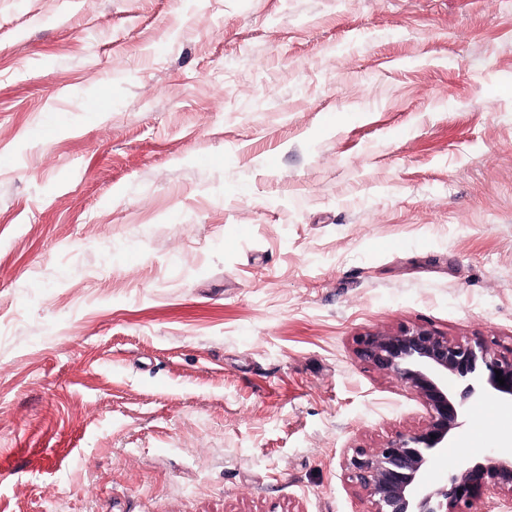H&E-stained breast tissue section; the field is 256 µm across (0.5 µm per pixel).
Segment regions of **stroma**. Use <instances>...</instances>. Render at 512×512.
I'll return each instance as SVG.
<instances>
[{
	"instance_id": "stroma-1",
	"label": "stroma",
	"mask_w": 512,
	"mask_h": 512,
	"mask_svg": "<svg viewBox=\"0 0 512 512\" xmlns=\"http://www.w3.org/2000/svg\"><path fill=\"white\" fill-rule=\"evenodd\" d=\"M0 155V512H368L357 337L512 354V0H0Z\"/></svg>"
}]
</instances>
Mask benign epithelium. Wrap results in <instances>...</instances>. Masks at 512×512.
Returning a JSON list of instances; mask_svg holds the SVG:
<instances>
[{
	"label": "benign epithelium",
	"mask_w": 512,
	"mask_h": 512,
	"mask_svg": "<svg viewBox=\"0 0 512 512\" xmlns=\"http://www.w3.org/2000/svg\"><path fill=\"white\" fill-rule=\"evenodd\" d=\"M356 345L362 361L408 385L429 414L421 429L379 448H357L347 460L348 478L365 493L369 512H487L490 493L512 500V455L463 462L438 489L422 483L434 457L448 452L467 398L512 403V356L484 341H456L420 326L360 336Z\"/></svg>",
	"instance_id": "obj_1"
}]
</instances>
